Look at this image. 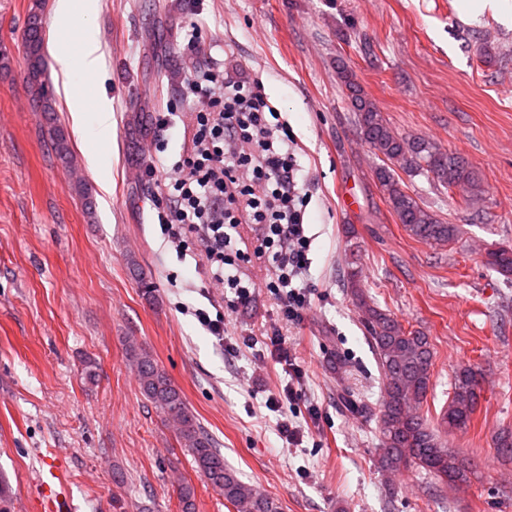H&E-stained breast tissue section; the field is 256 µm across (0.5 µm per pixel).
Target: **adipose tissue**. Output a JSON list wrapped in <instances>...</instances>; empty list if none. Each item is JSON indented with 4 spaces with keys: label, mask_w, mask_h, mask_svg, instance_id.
<instances>
[{
    "label": "adipose tissue",
    "mask_w": 512,
    "mask_h": 512,
    "mask_svg": "<svg viewBox=\"0 0 512 512\" xmlns=\"http://www.w3.org/2000/svg\"><path fill=\"white\" fill-rule=\"evenodd\" d=\"M52 26L66 29L78 45L75 53L59 55L58 61L73 128L81 139L89 165L96 170L100 167L102 147L112 141V106L104 99L95 108H88L82 86L103 76L101 45L88 13H77L75 0H55Z\"/></svg>",
    "instance_id": "adipose-tissue-1"
}]
</instances>
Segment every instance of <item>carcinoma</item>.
Listing matches in <instances>:
<instances>
[{
	"mask_svg": "<svg viewBox=\"0 0 512 512\" xmlns=\"http://www.w3.org/2000/svg\"><path fill=\"white\" fill-rule=\"evenodd\" d=\"M25 41L27 78L35 87L36 105L41 111L50 112L52 107L45 88L44 37L35 11L29 17ZM337 77L348 90L358 136L380 160L374 169V177L384 201L410 237L435 248L447 246L457 238L458 226L442 221L405 191L398 172L407 175L424 172L448 191L461 188L466 192L464 202L470 204L483 194L473 168L460 155L427 139L395 132L375 103L363 94L346 63L337 66ZM52 137L59 157L69 168H74L64 132L55 128ZM484 265L505 277L512 276V247L508 245L487 252ZM342 285L362 314L381 373L383 404L379 437L382 467L389 471L415 467L443 484L468 482L472 463L447 447L442 434L469 425L480 398L476 371L469 367L455 373L448 405L441 411L439 422L432 423L422 412L431 385L434 356L428 336L419 330H404L364 293L356 261L346 264ZM129 359L146 399L163 421L175 429L197 470L224 496V500L237 512H281L274 499L257 494L252 485L242 481L224 464V454L216 448L212 437L187 407L180 391L151 355L142 349H132Z\"/></svg>",
	"mask_w": 512,
	"mask_h": 512,
	"instance_id": "1",
	"label": "carcinoma"
}]
</instances>
